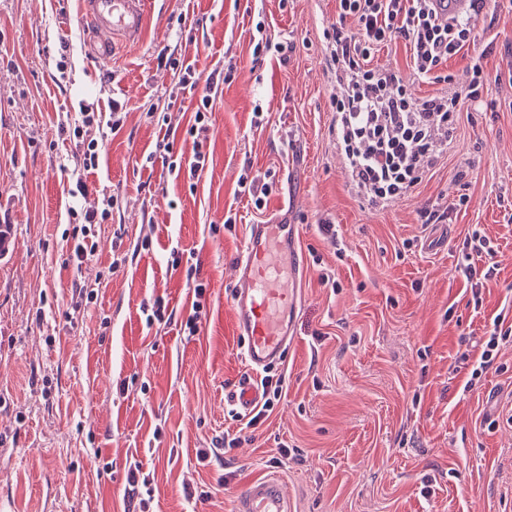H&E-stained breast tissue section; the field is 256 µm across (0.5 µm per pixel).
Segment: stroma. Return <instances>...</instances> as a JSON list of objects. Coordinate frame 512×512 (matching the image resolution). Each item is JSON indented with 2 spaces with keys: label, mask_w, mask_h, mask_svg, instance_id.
<instances>
[{
  "label": "stroma",
  "mask_w": 512,
  "mask_h": 512,
  "mask_svg": "<svg viewBox=\"0 0 512 512\" xmlns=\"http://www.w3.org/2000/svg\"><path fill=\"white\" fill-rule=\"evenodd\" d=\"M336 22L337 0H155L142 35L100 64L84 51L79 0H0V502L10 512H133V464L149 477L139 489L149 512H233L243 483L270 473L291 512H512V342L465 386L494 318L512 327V5L489 0L468 53L447 62L450 83L418 78L403 42L375 52L373 65L398 71L416 99L465 92L475 59L487 78L432 170L377 205L353 188L336 141L331 101L343 89L325 37ZM261 40L285 50L256 52ZM169 55L205 75L237 66L193 188L155 153L165 139L183 147L199 99ZM83 102L100 115L88 133L101 146L85 173L68 134ZM247 167L273 183L264 210L237 193ZM80 180L88 196L70 197ZM107 195L112 218L92 225L98 248L74 267L67 209ZM432 208L450 209L448 225L423 223ZM282 218L300 227L308 277L296 339L271 369L281 399L251 428L224 401L244 372L234 260L250 225ZM443 231L447 244L427 248ZM475 231L497 266L478 305L465 268L486 261L463 247ZM176 251L193 253L198 279L172 267ZM326 269L335 287L321 284ZM199 280L206 315L190 336L181 323ZM79 283L94 301L76 295ZM158 298L171 317L148 321ZM214 446L221 462L198 465L197 449Z\"/></svg>",
  "instance_id": "1"
}]
</instances>
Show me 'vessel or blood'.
<instances>
[{
  "mask_svg": "<svg viewBox=\"0 0 512 512\" xmlns=\"http://www.w3.org/2000/svg\"><path fill=\"white\" fill-rule=\"evenodd\" d=\"M151 0H81L80 14L91 27L89 52L109 61L117 42L138 38ZM307 264L298 225L280 221L250 225L235 259L231 298L232 326L243 346L247 366L226 393L238 414L249 413L261 400L255 376L279 362L294 339L292 314L302 297ZM234 512H289L283 483L275 476L251 480L237 497Z\"/></svg>",
  "mask_w": 512,
  "mask_h": 512,
  "instance_id": "b4317fda",
  "label": "vessel or blood"
}]
</instances>
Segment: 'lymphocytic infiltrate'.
Masks as SVG:
<instances>
[{"mask_svg": "<svg viewBox=\"0 0 512 512\" xmlns=\"http://www.w3.org/2000/svg\"><path fill=\"white\" fill-rule=\"evenodd\" d=\"M340 19H352L355 33L334 28L331 54L337 81L347 86L335 101L336 137L353 185L369 201L384 204L408 194L435 164L438 131L454 129L464 101H479L485 77L481 62L472 66L473 79L465 95L436 94L411 99L397 71L371 63L374 49L404 41L417 75L447 82L443 67L464 52L474 31V19L486 0H472L470 13L439 20L433 0H338ZM168 66L183 88L202 94L187 130L193 147L189 160L175 157L173 143L163 146L170 171L198 178L209 161L206 133L213 110L212 93L224 74L216 70L200 78L195 70L171 57Z\"/></svg>", "mask_w": 512, "mask_h": 512, "instance_id": "1", "label": "lymphocytic infiltrate"}]
</instances>
